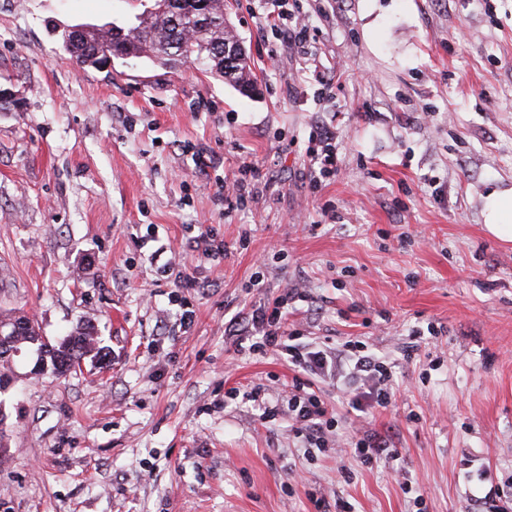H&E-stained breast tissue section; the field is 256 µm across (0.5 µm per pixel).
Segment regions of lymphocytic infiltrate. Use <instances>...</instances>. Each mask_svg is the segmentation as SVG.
<instances>
[{
	"label": "lymphocytic infiltrate",
	"instance_id": "obj_1",
	"mask_svg": "<svg viewBox=\"0 0 512 512\" xmlns=\"http://www.w3.org/2000/svg\"><path fill=\"white\" fill-rule=\"evenodd\" d=\"M270 2L274 9L269 13L271 22L264 25V32L279 42L300 47L306 45L310 38L309 25L288 9V0ZM297 295L296 289H287L273 301L252 305L248 313L252 331L249 352L285 355L295 372L285 405H267L255 389L246 391L230 387L225 390L224 397L230 402L243 399L256 403L263 421L287 418L292 430L303 438L307 447L322 449L329 436L337 434L338 422L316 389V380L343 383L350 408L358 412L369 407H388L396 395V387L390 368L371 352L366 343L351 340L343 349L334 350L306 344L298 332L288 331L284 321L288 305ZM346 442L364 465L398 454L386 432L359 429L347 436Z\"/></svg>",
	"mask_w": 512,
	"mask_h": 512
}]
</instances>
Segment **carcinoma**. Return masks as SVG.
I'll return each instance as SVG.
<instances>
[{
  "label": "carcinoma",
  "mask_w": 512,
  "mask_h": 512,
  "mask_svg": "<svg viewBox=\"0 0 512 512\" xmlns=\"http://www.w3.org/2000/svg\"><path fill=\"white\" fill-rule=\"evenodd\" d=\"M206 10L210 23L204 32L195 28L187 12L172 17L148 9L123 26L121 33L105 27L82 29L69 39L68 53L78 64L90 67L95 66V61L91 60L94 53L101 59L135 57L162 65L193 64L202 46L215 43L216 50L222 53L224 45L232 46L239 41L224 14V0H209ZM201 70L241 93L253 88V60L248 52L228 71L222 58L216 62L206 60ZM0 324L6 328L18 325L19 332L13 337L14 347L24 354H36L43 364V375L66 376L81 369L84 361L103 365L109 356L89 325H78L69 335L51 342L43 340L39 328L25 315L1 312Z\"/></svg>",
  "instance_id": "carcinoma-1"
}]
</instances>
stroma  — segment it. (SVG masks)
Masks as SVG:
<instances>
[{
  "label": "stroma",
  "instance_id": "1",
  "mask_svg": "<svg viewBox=\"0 0 512 512\" xmlns=\"http://www.w3.org/2000/svg\"><path fill=\"white\" fill-rule=\"evenodd\" d=\"M149 5L0 0V312L50 338L89 323L112 353L17 383L0 512H512V244L483 228L487 193L512 189V0H297L311 64L285 43L269 63L263 0H224L249 96L146 58L83 67L58 38ZM318 126L339 171L316 193ZM244 161L259 175L228 214L215 179ZM190 224L223 233V263L192 250ZM185 274L189 329L168 297ZM290 285L304 342L359 337L391 368L387 408L323 396L341 430L389 431L398 456L365 467L332 441L311 458L287 421L225 402L258 384L286 399L287 362L232 337Z\"/></svg>",
  "mask_w": 512,
  "mask_h": 512
}]
</instances>
